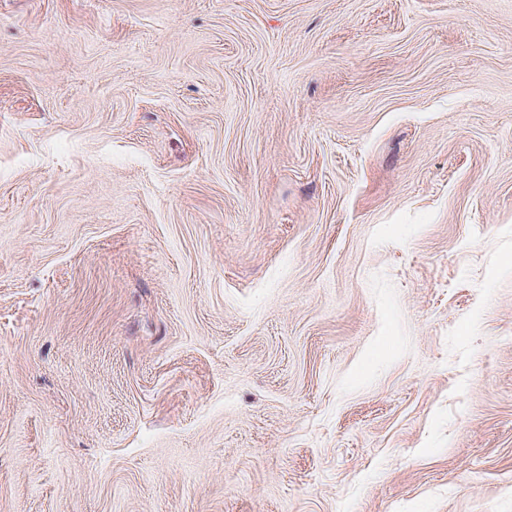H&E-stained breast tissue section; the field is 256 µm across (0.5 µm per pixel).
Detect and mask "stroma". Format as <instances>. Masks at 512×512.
I'll list each match as a JSON object with an SVG mask.
<instances>
[{"mask_svg": "<svg viewBox=\"0 0 512 512\" xmlns=\"http://www.w3.org/2000/svg\"><path fill=\"white\" fill-rule=\"evenodd\" d=\"M0 512H512V0H0Z\"/></svg>", "mask_w": 512, "mask_h": 512, "instance_id": "1", "label": "stroma"}]
</instances>
